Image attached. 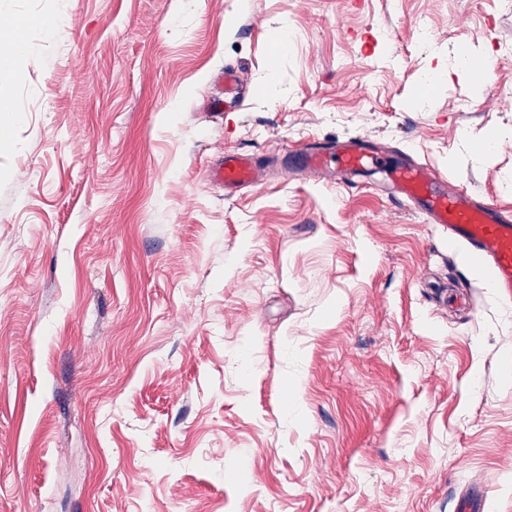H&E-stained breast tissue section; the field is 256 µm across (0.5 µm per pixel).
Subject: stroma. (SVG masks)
Instances as JSON below:
<instances>
[{
  "mask_svg": "<svg viewBox=\"0 0 512 512\" xmlns=\"http://www.w3.org/2000/svg\"><path fill=\"white\" fill-rule=\"evenodd\" d=\"M19 19L0 512H454L470 484L512 512L490 269L379 176L290 159L363 135L512 213V0H0ZM228 67L242 98L204 115ZM227 152L263 184H210Z\"/></svg>",
  "mask_w": 512,
  "mask_h": 512,
  "instance_id": "1",
  "label": "stroma"
}]
</instances>
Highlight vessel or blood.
Returning a JSON list of instances; mask_svg holds the SVG:
<instances>
[{
	"label": "vessel or blood",
	"mask_w": 512,
	"mask_h": 512,
	"mask_svg": "<svg viewBox=\"0 0 512 512\" xmlns=\"http://www.w3.org/2000/svg\"><path fill=\"white\" fill-rule=\"evenodd\" d=\"M221 91L208 99L211 111L222 112L228 96L238 95L241 80L227 69L219 76ZM299 170L304 174L322 171L328 159L349 172L380 169L394 186L397 196L422 208L429 223L447 232L449 240L462 244L478 262L487 265L493 286L502 300L512 301V216L502 213L468 191L451 188L437 190L439 174L428 164L391 166L385 157L367 145L362 136L331 142L319 150L300 153ZM263 178L262 168L251 156L228 154L209 171L211 182L225 190L249 188Z\"/></svg>",
	"instance_id": "b4317fda"
}]
</instances>
